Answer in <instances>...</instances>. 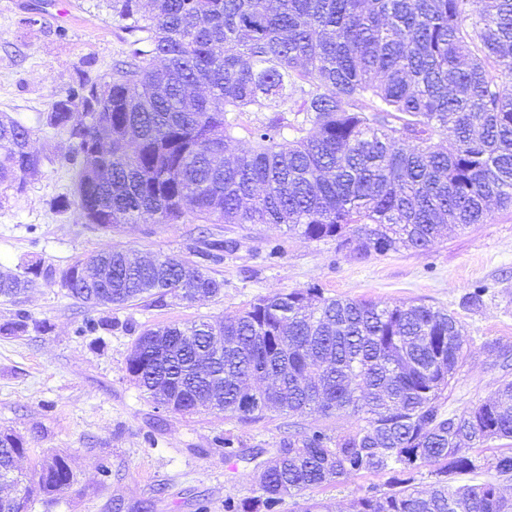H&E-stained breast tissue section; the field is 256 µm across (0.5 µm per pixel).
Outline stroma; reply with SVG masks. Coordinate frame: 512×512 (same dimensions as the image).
<instances>
[{"label":"stroma","instance_id":"1","mask_svg":"<svg viewBox=\"0 0 512 512\" xmlns=\"http://www.w3.org/2000/svg\"><path fill=\"white\" fill-rule=\"evenodd\" d=\"M44 0H0V113L30 128V148L41 158L37 176L23 193L0 189V271L22 272L45 262L59 267L107 243L137 255L188 256L197 223L143 221L109 231L85 223L76 209L53 201L69 191L76 174L77 140L52 128L46 117L54 101L80 80L109 81L126 45L112 24L107 0H68V17L49 27L34 19ZM213 238L236 248L213 265L224 288L219 296L191 304L165 297L123 307L90 308L63 288L39 284L15 300L0 298V433L23 439L17 467L33 474L50 455L67 459L71 487L38 497L31 512H136L152 501L153 512H224L226 497L252 495L256 484L246 463L225 461L214 445L220 434L245 444L274 448L295 429L316 422L313 414L272 416L243 424L221 414L182 415L155 408L125 370L134 342L146 328L235 313L258 297L316 287L324 296L368 301H413L448 310L461 322L469 356L452 386L450 409L463 412L486 401L502 376L512 377L489 355L486 342L512 348V210H492L486 223L445 232L423 250L402 249L358 258L336 240L306 239L270 224H213ZM277 258H269L271 245ZM484 287L483 303L464 296ZM33 324L8 331L17 312ZM111 322L92 337L84 320ZM46 329H39V322ZM384 475L352 474L313 489L331 512L371 493Z\"/></svg>","mask_w":512,"mask_h":512}]
</instances>
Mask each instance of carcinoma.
<instances>
[{"label":"carcinoma","instance_id":"carcinoma-1","mask_svg":"<svg viewBox=\"0 0 512 512\" xmlns=\"http://www.w3.org/2000/svg\"><path fill=\"white\" fill-rule=\"evenodd\" d=\"M130 35L112 67L110 93L95 85L52 103L47 122L80 138L70 194L88 224H275L310 240L334 238L357 256L425 249L449 227L484 224L490 205L512 208V0H110ZM294 101L298 119L281 108ZM242 112L274 116L235 131ZM438 134L449 136L437 146ZM106 138V150L92 142ZM30 129L0 115V186L21 193L40 159ZM224 151L220 175L214 149ZM112 165V183L96 170ZM236 241L212 239L197 260L158 255L141 264L106 244L65 268L38 263L0 272V298L57 284L89 306L171 296L216 297L209 265ZM98 265L110 273L86 280ZM234 337L200 371L195 350L215 332ZM467 357L463 328L446 310L411 302L325 297L318 288L276 292L220 319L140 333L126 372L156 407L222 386L212 413L244 422L270 413L354 419L332 433L311 426L244 452L219 436L224 459L261 469L257 495L224 500V512H280L286 500L354 473L387 476L349 512H512V448L491 462L496 479L453 486L481 468L494 440L512 442V379L489 401L456 414L447 391ZM0 439V479L13 469ZM428 470L429 489L415 486ZM72 483L52 455L17 481L27 512L36 493Z\"/></svg>","mask_w":512,"mask_h":512}]
</instances>
